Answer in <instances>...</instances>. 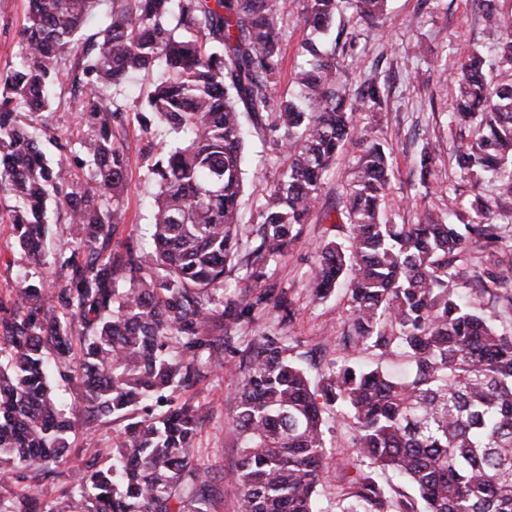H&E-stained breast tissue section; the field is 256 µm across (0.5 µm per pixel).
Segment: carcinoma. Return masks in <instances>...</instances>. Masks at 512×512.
<instances>
[{
  "mask_svg": "<svg viewBox=\"0 0 512 512\" xmlns=\"http://www.w3.org/2000/svg\"><path fill=\"white\" fill-rule=\"evenodd\" d=\"M101 0H30L20 61L0 85V193L13 245L56 275L45 287L24 273L0 297V477L19 491L0 512H209L207 475L194 464L205 407L175 394L204 385L240 356L230 421L241 441L227 476L241 512H323L326 415L351 433L357 464L334 512H512V324L496 325L457 291L469 245L487 257L512 251V229L488 221L479 200L455 199L438 218L395 224L384 214L392 151L364 139L339 201L348 239L323 240L306 281L315 300L346 281L343 349L363 356L325 366L319 385L294 355L284 328L297 311L268 267L288 252L319 199L325 172L357 133L353 115L381 109L387 77L338 86L336 59L317 40L347 3L364 21L386 0H307L310 37L288 93L274 87L283 63L284 0H112L107 26L83 37ZM501 33L491 81L480 50L457 77L450 122L475 124L457 166L492 178L512 197V21L478 0ZM83 86L75 100L84 134L67 143L88 165H51L24 112L52 107L66 62ZM153 76L137 117L174 139L157 150L159 186L152 247L112 250L125 217L127 169L116 133L126 106L111 90ZM269 131L282 169L239 221L241 114ZM76 237L47 256L48 211ZM245 287L224 298L227 277ZM498 313L512 316L509 277L474 267ZM269 316L256 336L244 328ZM80 380L82 404L65 408L55 380ZM123 421L102 460L93 443L72 455L81 414ZM66 475L59 496L37 504L41 477Z\"/></svg>",
  "mask_w": 512,
  "mask_h": 512,
  "instance_id": "1",
  "label": "carcinoma"
}]
</instances>
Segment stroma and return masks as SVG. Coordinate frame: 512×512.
I'll list each match as a JSON object with an SVG mask.
<instances>
[{"instance_id":"stroma-1","label":"stroma","mask_w":512,"mask_h":512,"mask_svg":"<svg viewBox=\"0 0 512 512\" xmlns=\"http://www.w3.org/2000/svg\"><path fill=\"white\" fill-rule=\"evenodd\" d=\"M288 21L282 31L284 64L277 90L286 92L299 71L303 59L298 54L306 29V0H287ZM27 0H0V79L18 59L20 31L27 14ZM355 35L354 45L327 43L339 63L342 83L356 89L364 76L374 71L387 74L390 89L382 111L358 112L354 123L369 130L371 137L388 144L393 152L386 213L392 222L413 224L418 219L440 216L449 196H456L461 207H469L475 196H482L490 208L492 223L512 225V199L498 197L492 182L475 181L455 165L456 150L470 138L468 127L449 123L448 112L455 94V78L465 50H481L490 65H498L495 50L497 32L489 30L477 0H388L383 16L375 24L360 22L349 8H342L334 24ZM147 85L143 76L122 84L118 97L127 110L123 116L121 138L126 153L128 192L125 221L112 240L116 250L126 245L143 246L149 239V213L146 199L157 186L148 170V150L157 143L155 134L145 131L135 108L141 89ZM74 90L68 77L56 86L50 111L36 116L22 115L23 125L32 127L49 159L59 157L58 143L78 136L80 117L71 103ZM245 192L242 197L243 221L255 223L252 203L277 176L276 159H263L267 133L247 125ZM436 144L438 151L428 174L420 172V151L424 142ZM362 141H347L324 179L321 197L313 208L303 234L273 264L275 279L287 288L297 311L285 333L290 336L308 368L312 379H319L322 363L338 358L336 340L348 315V300L343 290L315 301L306 291L305 280L318 264L316 247L329 226L328 214L334 213L346 190L342 175L358 162ZM428 180L429 194L417 190L420 180ZM237 376L234 362L211 376L206 385L197 387L196 399L205 404L209 416L199 434L198 462L209 477L212 501L210 512H240L234 489L224 482V474L240 458L236 433L226 417L233 406L232 389ZM326 496H335L351 474L349 435L341 425H334L328 435Z\"/></svg>"}]
</instances>
